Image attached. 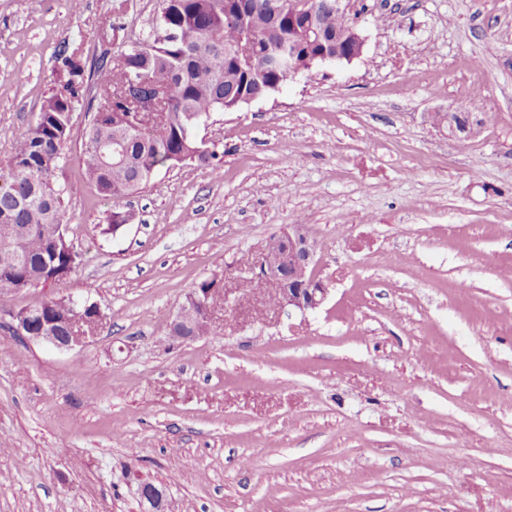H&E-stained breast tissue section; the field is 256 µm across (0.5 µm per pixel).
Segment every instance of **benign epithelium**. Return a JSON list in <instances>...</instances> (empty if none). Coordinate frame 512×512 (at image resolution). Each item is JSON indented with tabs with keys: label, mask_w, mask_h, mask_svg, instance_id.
I'll list each match as a JSON object with an SVG mask.
<instances>
[{
	"label": "benign epithelium",
	"mask_w": 512,
	"mask_h": 512,
	"mask_svg": "<svg viewBox=\"0 0 512 512\" xmlns=\"http://www.w3.org/2000/svg\"><path fill=\"white\" fill-rule=\"evenodd\" d=\"M331 13L351 25L354 49L343 55L327 53L317 55L320 63H350L361 56L365 39L357 24L351 17L350 0H331ZM311 15L318 12L317 0H288V13ZM300 44L288 42V53L278 61L284 79L288 80L301 73V69L288 63L297 56ZM436 125L448 127L453 134H470L474 123L462 118L457 113H438L434 115ZM316 245L308 235L305 225L291 224L288 230L279 235L277 244L268 247L257 263V272L248 278L272 288L275 303L302 314L319 308L327 298L328 288L315 273ZM67 306L74 310L82 307L88 311V323L79 329L68 326L66 319L53 314L43 315V309H22L13 314L12 332L25 341L46 343L58 350L72 351L84 346L90 335L102 325L103 315L99 308L91 303L81 302L71 297L63 299ZM211 291L192 289L187 295V302L175 317L171 325L173 337L192 340L210 330L212 309ZM143 512H163L165 510L166 493L155 485L145 486L141 490Z\"/></svg>",
	"instance_id": "obj_1"
}]
</instances>
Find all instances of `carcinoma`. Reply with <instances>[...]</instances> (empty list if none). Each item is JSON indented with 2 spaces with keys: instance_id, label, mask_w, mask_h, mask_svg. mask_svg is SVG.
I'll return each mask as SVG.
<instances>
[{
  "instance_id": "cac0c4a2",
  "label": "carcinoma",
  "mask_w": 512,
  "mask_h": 512,
  "mask_svg": "<svg viewBox=\"0 0 512 512\" xmlns=\"http://www.w3.org/2000/svg\"><path fill=\"white\" fill-rule=\"evenodd\" d=\"M268 0H246L243 8L229 0H159L153 33L128 45L117 63L103 53L91 70L80 48L63 49L57 57L59 88L44 100L36 122L15 141L10 166L0 172V288L22 284L45 287L76 268V257L56 238L64 213L66 188L56 179L65 161L71 104L91 90L98 94L87 139L115 134L122 137V162L102 165L85 152L82 173L96 193L106 199L128 198L143 189L155 172L177 164V159L206 164L217 157L204 150L194 135L210 113L231 109L247 95L271 91L282 81L276 67L288 40L304 43L308 52L293 63L308 70L323 46L303 22L288 16V5L278 12ZM334 46L352 48L351 37L336 21ZM252 44L257 64H239L229 54L235 44ZM145 77L166 98L165 118L141 131L131 126L137 107L126 95L134 78Z\"/></svg>"
}]
</instances>
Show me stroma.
I'll return each mask as SVG.
<instances>
[{
	"label": "stroma",
	"mask_w": 512,
	"mask_h": 512,
	"mask_svg": "<svg viewBox=\"0 0 512 512\" xmlns=\"http://www.w3.org/2000/svg\"><path fill=\"white\" fill-rule=\"evenodd\" d=\"M365 38L196 131L218 157L133 196L64 147L80 263L0 289V512H512V0H353ZM158 0H0V171L56 85V57L118 54ZM469 114L452 138L434 114ZM131 213L119 235L112 211ZM305 225L323 305L240 289L271 237ZM224 284L208 335L170 324ZM103 325L65 353L14 336L46 297Z\"/></svg>",
	"instance_id": "35a3bbf8"
}]
</instances>
